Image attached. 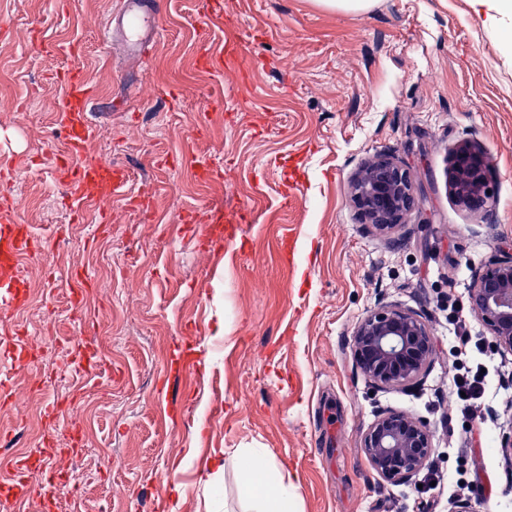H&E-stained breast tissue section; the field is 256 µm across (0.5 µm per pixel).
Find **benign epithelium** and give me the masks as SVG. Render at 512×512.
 Listing matches in <instances>:
<instances>
[{"label": "benign epithelium", "mask_w": 512, "mask_h": 512, "mask_svg": "<svg viewBox=\"0 0 512 512\" xmlns=\"http://www.w3.org/2000/svg\"><path fill=\"white\" fill-rule=\"evenodd\" d=\"M448 176L463 207H489L490 164L483 149L459 144L451 153ZM352 200L364 223L380 231L405 225L418 208L409 169L390 157L364 166L352 182ZM469 309L498 349L512 354V255L495 258L469 285ZM435 355L433 336L422 318L399 306L371 311L353 336L356 368L373 387L392 389L418 383ZM363 452L383 479L407 482L431 457V435L421 419L408 411L389 410L377 416L363 436Z\"/></svg>", "instance_id": "obj_1"}]
</instances>
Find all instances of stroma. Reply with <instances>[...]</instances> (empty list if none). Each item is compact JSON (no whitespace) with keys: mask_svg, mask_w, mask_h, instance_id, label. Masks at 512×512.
Instances as JSON below:
<instances>
[{"mask_svg":"<svg viewBox=\"0 0 512 512\" xmlns=\"http://www.w3.org/2000/svg\"><path fill=\"white\" fill-rule=\"evenodd\" d=\"M118 0H0V208L17 209L40 245L21 261L24 308L0 307V351L19 336L52 339L46 358L13 372L21 400L0 403V437L24 454L43 436L84 433L76 488L51 512H251L238 487L240 454L264 453L296 485L297 512H512V355L491 349L484 403L449 421L448 350L441 301H467L475 272L512 253V15L489 28L472 0H378L336 12L315 0H163L155 54L100 52ZM243 44L248 78L200 68L201 45ZM92 82L87 160L126 166L127 195L107 211L70 200L57 157L59 84ZM122 107H114V100ZM481 145L495 193L489 213L460 206L451 151ZM195 154L222 170L199 180ZM389 153L409 168L419 205L379 234L351 201L353 175ZM299 156L301 184L280 196V169ZM253 212L241 239L202 246L187 219ZM15 208V207H14ZM292 230L297 258L278 259ZM90 273L81 313L70 274ZM418 313L435 340L428 375L381 390L355 368L352 339L378 304ZM89 342L85 369L64 372ZM198 368L190 420L169 415L177 357ZM404 410L433 435L435 480L393 484L361 444L377 414ZM489 484L470 497L457 480Z\"/></svg>","mask_w":512,"mask_h":512,"instance_id":"1","label":"stroma"}]
</instances>
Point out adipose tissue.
I'll list each match as a JSON object with an SVG mask.
<instances>
[{
  "label": "adipose tissue",
  "instance_id": "1",
  "mask_svg": "<svg viewBox=\"0 0 512 512\" xmlns=\"http://www.w3.org/2000/svg\"><path fill=\"white\" fill-rule=\"evenodd\" d=\"M240 492L257 501L260 512H288V486L262 453L243 454L239 470Z\"/></svg>",
  "mask_w": 512,
  "mask_h": 512
}]
</instances>
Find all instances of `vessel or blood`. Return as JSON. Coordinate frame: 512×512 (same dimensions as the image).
<instances>
[{
	"instance_id": "1",
	"label": "vessel or blood",
	"mask_w": 512,
	"mask_h": 512,
	"mask_svg": "<svg viewBox=\"0 0 512 512\" xmlns=\"http://www.w3.org/2000/svg\"><path fill=\"white\" fill-rule=\"evenodd\" d=\"M163 24L155 0H120L119 9L104 25L102 44L111 49L121 44L127 55L144 58L156 51L163 38ZM206 69L240 73L245 69L242 48L234 41L219 48L204 49L200 55ZM63 103L59 122L66 134V150L60 161L61 181L74 199L88 189L97 196L111 198L123 193L129 178L121 167L85 161L92 122V87L87 76L74 71L62 85ZM35 235L18 220L16 210L0 211V301L14 307L25 302L26 291L19 267L22 256L32 253ZM34 492L25 475L24 464H17L11 478L0 482V494L24 499Z\"/></svg>"
}]
</instances>
